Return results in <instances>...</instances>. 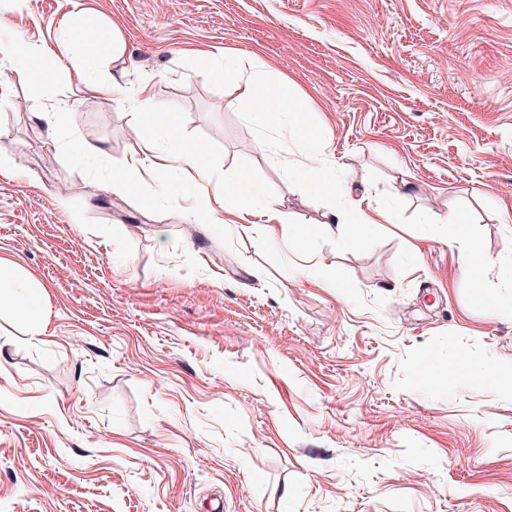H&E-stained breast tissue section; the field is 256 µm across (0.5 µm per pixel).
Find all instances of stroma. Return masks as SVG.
Instances as JSON below:
<instances>
[{"label":"stroma","mask_w":512,"mask_h":512,"mask_svg":"<svg viewBox=\"0 0 512 512\" xmlns=\"http://www.w3.org/2000/svg\"><path fill=\"white\" fill-rule=\"evenodd\" d=\"M79 10L122 31L113 103L57 41ZM18 42L56 55L18 67ZM201 48L275 62L267 94L286 74L315 111L258 128ZM172 118L276 203L278 242L257 202L217 228L163 181L113 193ZM0 128V261L48 312L38 342L0 306V512H512V387L448 379L456 352L511 372L512 315L444 224L512 240V0H0ZM314 137L396 223L322 232L336 198L291 176ZM465 219L462 215L456 212L448 213V219L445 221V224H448V229L452 232V234L458 229L459 224H464ZM454 241L459 243L462 247L461 260L463 272L479 287L483 288L479 281V277L477 279L478 274L491 263L489 257L478 247V245L469 240L464 235H457L454 238ZM475 280H473V279Z\"/></svg>","instance_id":"35a3bbf8"}]
</instances>
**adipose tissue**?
Here are the masks:
<instances>
[{
  "label": "adipose tissue",
  "instance_id": "1",
  "mask_svg": "<svg viewBox=\"0 0 512 512\" xmlns=\"http://www.w3.org/2000/svg\"><path fill=\"white\" fill-rule=\"evenodd\" d=\"M86 29L99 30L103 42L112 47L113 56H120L123 43L119 32L102 29L97 17L81 13L69 18L61 29V38L73 53L74 62L83 70H91L97 60L93 51L87 50L80 33ZM128 174H148L155 178L170 176L179 179L185 189H200L203 205L196 213L199 220L208 224H221L225 215L237 213L242 201L261 197L259 186L248 177L237 179L234 187L214 180L212 172L192 147L176 133L175 121L158 127L154 132L141 137L139 148L126 162ZM395 208L369 213L359 206L344 205L327 214L324 231L333 228H351L354 235H369L374 226L383 222L395 223ZM0 303L10 304L20 313L35 319L33 335H41L46 324L41 313L42 294L39 289L22 286L17 272L0 265Z\"/></svg>",
  "mask_w": 512,
  "mask_h": 512
}]
</instances>
